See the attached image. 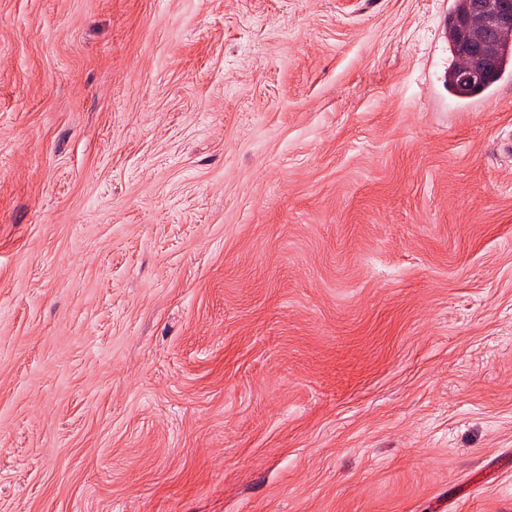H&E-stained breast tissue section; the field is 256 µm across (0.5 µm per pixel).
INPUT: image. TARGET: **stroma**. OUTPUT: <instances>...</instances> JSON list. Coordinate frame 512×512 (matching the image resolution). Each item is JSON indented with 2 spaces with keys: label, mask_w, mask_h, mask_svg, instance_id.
<instances>
[{
  "label": "stroma",
  "mask_w": 512,
  "mask_h": 512,
  "mask_svg": "<svg viewBox=\"0 0 512 512\" xmlns=\"http://www.w3.org/2000/svg\"><path fill=\"white\" fill-rule=\"evenodd\" d=\"M452 4L0 0V512H512Z\"/></svg>",
  "instance_id": "obj_1"
}]
</instances>
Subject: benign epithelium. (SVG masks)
<instances>
[{"label": "benign epithelium", "instance_id": "7a95c632", "mask_svg": "<svg viewBox=\"0 0 512 512\" xmlns=\"http://www.w3.org/2000/svg\"><path fill=\"white\" fill-rule=\"evenodd\" d=\"M512 31V11L500 0H471L466 13L456 19L458 43L456 80L460 89L478 83L490 63V48Z\"/></svg>", "mask_w": 512, "mask_h": 512}]
</instances>
